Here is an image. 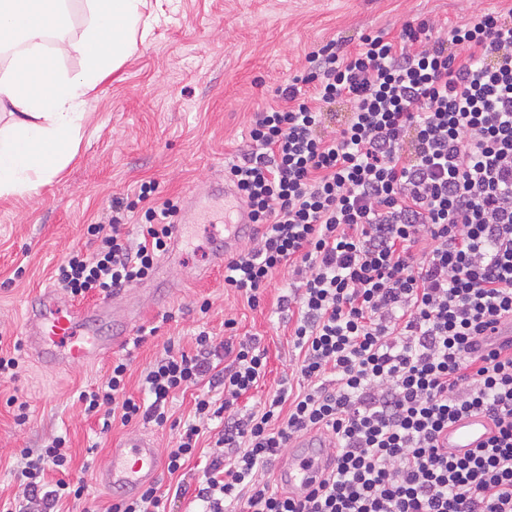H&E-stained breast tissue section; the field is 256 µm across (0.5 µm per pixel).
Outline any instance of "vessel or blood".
<instances>
[{"label":"vessel or blood","mask_w":512,"mask_h":512,"mask_svg":"<svg viewBox=\"0 0 512 512\" xmlns=\"http://www.w3.org/2000/svg\"><path fill=\"white\" fill-rule=\"evenodd\" d=\"M214 199L225 202V224L223 246L211 257L212 269L223 268L227 255L252 236L254 226L249 211L234 189L227 183L214 182L206 195L191 197L180 212L168 249L158 263L157 280H164L168 271L181 262L188 231ZM112 307V301L106 300L92 309L83 310L71 305L53 289H45L27 307L25 345L48 366L64 367L96 361L125 345L141 316L140 308L128 307L120 319L113 321L111 335L92 332L91 322L109 317ZM489 435V421L480 415H469L449 427L444 444L449 452L462 455L482 446ZM332 458L331 450L316 448L313 441H297L288 457L287 467L281 470L280 480L291 491H305L314 485L321 471L329 467ZM161 464L154 439L144 435L112 448L110 460L98 470L97 478L105 487L136 493L155 479Z\"/></svg>","instance_id":"obj_1"}]
</instances>
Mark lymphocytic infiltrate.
Segmentation results:
<instances>
[{
    "instance_id": "1",
    "label": "lymphocytic infiltrate",
    "mask_w": 512,
    "mask_h": 512,
    "mask_svg": "<svg viewBox=\"0 0 512 512\" xmlns=\"http://www.w3.org/2000/svg\"><path fill=\"white\" fill-rule=\"evenodd\" d=\"M306 61L226 168L258 235L225 262L224 285L255 308L273 275L291 271L277 308L297 314L298 393L280 388L240 415L266 351L202 331L193 351L167 350L147 370L150 402L128 394L124 358L78 401L105 432L116 421L163 428L173 395L208 383L198 423L166 455L176 474L202 423L219 420L194 493L202 512H512V343L487 339L512 320V10L476 13L444 39L408 22L395 38L366 33L350 51L330 42ZM339 100L349 112L329 135L326 109ZM156 192L149 180L114 197L111 222L87 227L95 248L70 253L55 287L109 297L148 279L179 210ZM221 352L231 358L222 367ZM474 413L490 421L489 439L449 454V424ZM310 432L333 447L334 464L298 497L266 471ZM67 449L62 435L22 449V494L0 512L82 500Z\"/></svg>"
}]
</instances>
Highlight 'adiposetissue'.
I'll return each instance as SVG.
<instances>
[{
  "label": "adipose tissue",
  "instance_id": "ef3b65f1",
  "mask_svg": "<svg viewBox=\"0 0 512 512\" xmlns=\"http://www.w3.org/2000/svg\"><path fill=\"white\" fill-rule=\"evenodd\" d=\"M147 0H87L89 20L77 46L78 70L66 67L68 47L41 48L48 31L71 24L57 0H0V45L20 44L0 70V105L15 121L0 131V198L33 195L70 161L80 140L87 96L136 48L139 28H150Z\"/></svg>",
  "mask_w": 512,
  "mask_h": 512
}]
</instances>
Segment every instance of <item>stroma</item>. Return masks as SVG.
I'll use <instances>...</instances> for the list:
<instances>
[{
  "label": "stroma",
  "mask_w": 512,
  "mask_h": 512,
  "mask_svg": "<svg viewBox=\"0 0 512 512\" xmlns=\"http://www.w3.org/2000/svg\"><path fill=\"white\" fill-rule=\"evenodd\" d=\"M511 8L512 0H167L145 41L88 99L78 149L66 168L39 195L0 198V344L11 347L22 335L25 304L50 286L55 266L70 251L93 248L86 227L108 222L113 197L144 180L156 181L161 196L183 197L223 179L254 114L279 105L277 87L302 71L309 52L332 40L355 48L365 32L393 37L416 19L434 22L444 34L475 10ZM201 221L189 233L182 264L171 271L164 300L153 301L140 284L124 292L139 302L143 324L173 315L129 358L127 390L143 398L141 374L167 345L192 350L202 330L224 339V322L232 319L238 338L260 339L267 353L264 379L238 402L242 411H256L277 389L298 384L292 325L276 309L291 280L276 273L260 306L250 308L225 289L223 274H202L212 244L207 227L223 223L222 203L212 204ZM205 300L211 309L202 315L197 306ZM124 356L118 349L96 363L50 369L23 354L18 379L0 385V498L22 492L17 450L43 447L57 435L70 439L71 474L85 477L87 504L103 508L114 493L95 473L81 474L87 457L103 466L113 441L139 434L152 436L160 452L171 448L173 431L138 423L103 435L84 414L78 390L100 382L113 359ZM12 393L29 404L25 426H15L5 406ZM209 443L201 437L177 480L188 493L169 497L166 512H193L190 490L211 461Z\"/></svg>",
  "instance_id": "1"
}]
</instances>
